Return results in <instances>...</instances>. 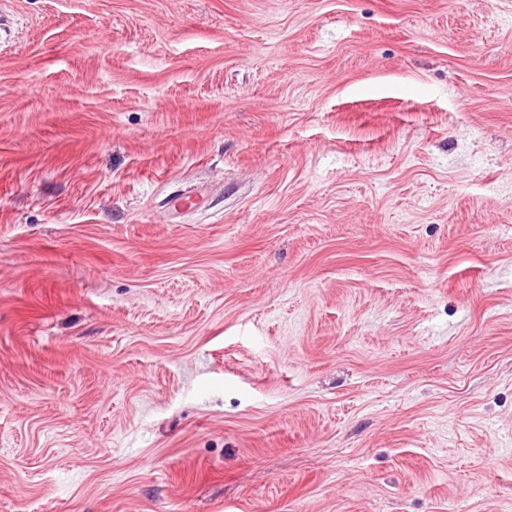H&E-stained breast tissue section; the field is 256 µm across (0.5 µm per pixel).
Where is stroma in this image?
I'll use <instances>...</instances> for the list:
<instances>
[{
  "label": "stroma",
  "instance_id": "1",
  "mask_svg": "<svg viewBox=\"0 0 512 512\" xmlns=\"http://www.w3.org/2000/svg\"><path fill=\"white\" fill-rule=\"evenodd\" d=\"M0 512H512V0H0Z\"/></svg>",
  "mask_w": 512,
  "mask_h": 512
}]
</instances>
